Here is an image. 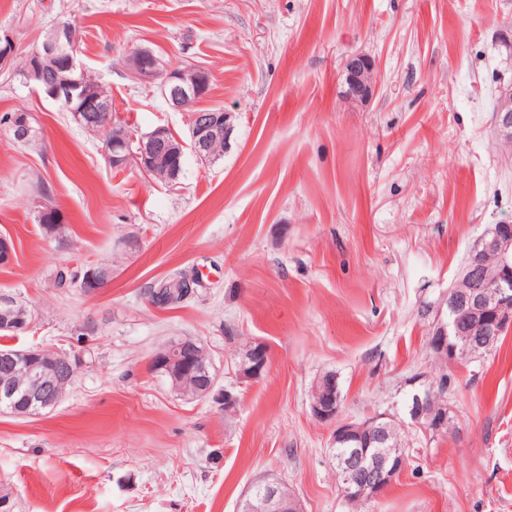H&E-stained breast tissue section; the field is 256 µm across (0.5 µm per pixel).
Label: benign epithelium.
<instances>
[{"label":"benign epithelium","mask_w":512,"mask_h":512,"mask_svg":"<svg viewBox=\"0 0 512 512\" xmlns=\"http://www.w3.org/2000/svg\"><path fill=\"white\" fill-rule=\"evenodd\" d=\"M69 39V27L62 23L50 31L40 46L29 53L31 67L41 70L46 64L64 59L63 65L52 83L45 90L46 95L56 102L73 98L75 81L70 73L77 70L75 59L63 48ZM15 46L9 35H0V69L13 64ZM126 69L131 78L144 85L159 83L166 102L179 112L195 103L206 94L208 75L198 69H167L154 52L145 47L131 51L126 60ZM374 61L364 54H352L343 64V75L352 96L369 98L374 91ZM111 111L110 102L100 96L89 98L75 113L77 122L88 124ZM495 123L501 136L512 141V93L504 94L495 113ZM15 137L25 140L31 126L28 114L21 110L12 120ZM188 130L190 143L178 141L171 148L166 140L165 127H158L146 136L135 138L128 132L116 136L112 146L122 149L112 154V160L121 165L135 163L148 173L171 155L184 156L185 146H190L197 158L204 162L213 161V143L224 140L229 143L233 126L231 116L224 110H198L189 114ZM474 259L463 267L452 287L448 290L447 321L434 325L430 346L448 353L451 361L474 359L489 347L503 333L512 330V225L496 224L473 246ZM34 323L33 312L14 297L0 298V331L27 332ZM205 347L191 339L170 341L156 353L160 368L166 371L172 388L181 396L206 397L216 385V375L208 378L209 384L190 382L198 373L210 371L211 363L203 360ZM266 349L255 344L244 354L239 365V377L249 379L260 373L266 365ZM0 411L18 416H29L53 410L65 397L63 385L75 373L77 360L69 355L45 349L28 348L24 351L0 354ZM311 409L320 421L336 424L335 437L348 439L356 430L368 431L366 444H357L347 449L339 462L345 476L347 501L370 500L382 493L402 470L405 454L393 441L388 417L377 415L359 426L350 421L338 423L336 416L339 405L336 392L323 382L314 388ZM382 449L370 453L371 444ZM240 512H300L298 501L280 490L277 481L263 485L255 501L246 503Z\"/></svg>","instance_id":"1"}]
</instances>
